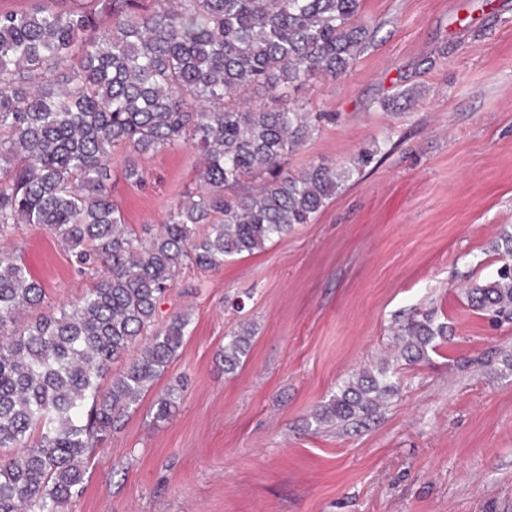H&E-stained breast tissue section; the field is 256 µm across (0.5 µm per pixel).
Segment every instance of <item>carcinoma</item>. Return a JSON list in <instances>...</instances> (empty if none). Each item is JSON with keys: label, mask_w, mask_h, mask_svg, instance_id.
<instances>
[{"label": "carcinoma", "mask_w": 512, "mask_h": 512, "mask_svg": "<svg viewBox=\"0 0 512 512\" xmlns=\"http://www.w3.org/2000/svg\"><path fill=\"white\" fill-rule=\"evenodd\" d=\"M363 0H97L98 11H0V236L45 227L81 275L75 303L18 324L43 306L42 285L0 253V512H60L84 481L88 455L137 408L182 346L190 315L155 319L179 270L224 266L309 224L350 170L288 169L316 130L295 105H245L251 88L277 98L335 79L370 32ZM199 151L204 189L178 201L159 233L134 236L112 199V164L133 183V156ZM246 180L254 195H238ZM497 277L465 288L469 305L512 319V231L496 245ZM400 356L426 358L448 325L417 312L396 332ZM251 329L224 337V372L248 355ZM125 362L108 386L112 365ZM395 392L386 372L356 373L314 411L348 422ZM183 400L169 387L154 419Z\"/></svg>", "instance_id": "carcinoma-1"}]
</instances>
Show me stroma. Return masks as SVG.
<instances>
[{"label": "stroma", "mask_w": 512, "mask_h": 512, "mask_svg": "<svg viewBox=\"0 0 512 512\" xmlns=\"http://www.w3.org/2000/svg\"><path fill=\"white\" fill-rule=\"evenodd\" d=\"M374 36L337 79L294 95L319 129L288 166L352 169L308 224L216 270L184 266L157 323L188 333L86 465L61 512H512V322L463 290L496 276L512 230V0H364ZM372 160L356 166L359 153ZM201 158L169 148L115 163L112 196L129 229L156 234L196 190ZM25 264L48 304L77 300L75 273L45 228L22 224L0 251ZM433 311L448 337L400 357L394 330ZM254 330L235 373L224 337ZM388 369L377 410L320 425L313 411L359 369ZM184 398L154 418L169 385Z\"/></svg>", "instance_id": "35a3bbf8"}]
</instances>
